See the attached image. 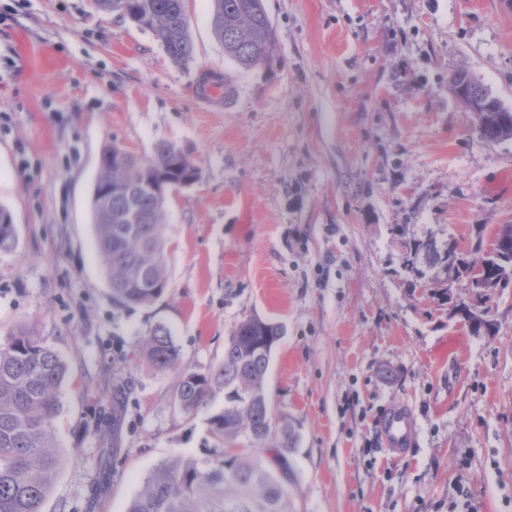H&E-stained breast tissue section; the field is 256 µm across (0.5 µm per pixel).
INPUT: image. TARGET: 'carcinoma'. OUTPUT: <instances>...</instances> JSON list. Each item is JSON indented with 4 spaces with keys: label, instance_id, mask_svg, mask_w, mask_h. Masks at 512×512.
<instances>
[{
    "label": "carcinoma",
    "instance_id": "obj_1",
    "mask_svg": "<svg viewBox=\"0 0 512 512\" xmlns=\"http://www.w3.org/2000/svg\"><path fill=\"white\" fill-rule=\"evenodd\" d=\"M116 15L150 32L178 66L193 60L194 45L186 0H124ZM211 27L224 57L237 70L271 68L277 58L273 24L264 0H211ZM451 83L465 92L483 113V137L494 144L512 141V114L498 111L487 88L460 69ZM163 176L173 183L199 178L186 154L162 142L150 158H140L112 143L104 145L95 181L92 209L98 253L106 266L112 298L126 305H148L168 287L164 213L167 197L140 187ZM135 222H126L128 215ZM484 225L477 226L476 245L429 237L409 245L403 268L448 299V279L463 278L478 268L483 281L499 288L512 283V271L491 263L477 266L482 251L492 254L512 245V224L496 225L483 244ZM17 245V229L0 208V252ZM491 295L474 292L462 304L465 320L476 330ZM283 336L279 324L250 316L236 326L224 346V361L206 373L182 367L179 349L168 329L159 325L143 341L151 364L176 374V401L186 413L209 405L224 394V406L209 417V430L220 444L244 443L242 452L213 459L178 458L165 462L145 480L126 512H291L288 488L293 477L290 455L296 446L293 426L277 416L267 391L270 358ZM68 375L66 362L32 330L20 327L0 341V512H43L56 474L59 455L52 426L59 390ZM119 404L99 416L96 429L117 436Z\"/></svg>",
    "mask_w": 512,
    "mask_h": 512
}]
</instances>
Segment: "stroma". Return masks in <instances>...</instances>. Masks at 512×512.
<instances>
[{"label": "stroma", "instance_id": "1", "mask_svg": "<svg viewBox=\"0 0 512 512\" xmlns=\"http://www.w3.org/2000/svg\"><path fill=\"white\" fill-rule=\"evenodd\" d=\"M272 69L236 70L210 0H186L195 55L90 0H0V207L18 246L0 253V338L27 325L68 364L53 424L62 455L43 512H126L162 462L202 457L208 418L142 340L166 325L205 373L245 317L280 323L267 387L292 422V512H512V287L473 335L402 268L428 236L468 244L512 222V141L481 139L449 78L468 69L512 107V9L503 0H264ZM229 99H203L204 74ZM144 158L179 147L199 172L165 213L169 286L113 301L92 196L103 144ZM393 380H384L383 367ZM122 405L109 483L95 493L101 410ZM417 415L396 461L377 420Z\"/></svg>", "mask_w": 512, "mask_h": 512}]
</instances>
